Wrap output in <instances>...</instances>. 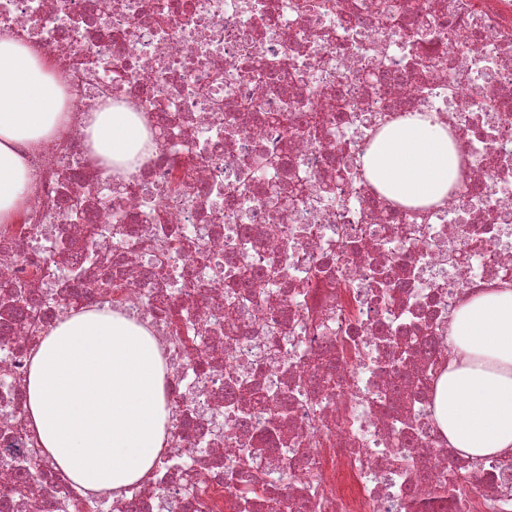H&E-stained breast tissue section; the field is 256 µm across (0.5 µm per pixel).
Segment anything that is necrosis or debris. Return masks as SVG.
<instances>
[{"label": "necrosis or debris", "mask_w": 512, "mask_h": 512, "mask_svg": "<svg viewBox=\"0 0 512 512\" xmlns=\"http://www.w3.org/2000/svg\"><path fill=\"white\" fill-rule=\"evenodd\" d=\"M71 123L0 226V512H512V453L453 454L432 414L473 295L512 284V0H0ZM494 110H487V102ZM138 113L135 170L84 118ZM412 112L461 156L407 207L360 159ZM137 312L168 448L104 501L36 459L34 325Z\"/></svg>", "instance_id": "4bbe7bcc"}]
</instances>
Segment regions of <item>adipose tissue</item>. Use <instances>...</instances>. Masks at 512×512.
<instances>
[{"instance_id":"1","label":"adipose tissue","mask_w":512,"mask_h":512,"mask_svg":"<svg viewBox=\"0 0 512 512\" xmlns=\"http://www.w3.org/2000/svg\"><path fill=\"white\" fill-rule=\"evenodd\" d=\"M65 85L44 51L0 36V223L29 197V155L71 114ZM107 165L133 163L150 143L131 112L104 109L86 122ZM369 181L409 206L441 201L459 176L447 132L413 115L381 132L361 159ZM457 357L437 383L434 418L448 445L473 458L512 450V288H491L456 311ZM28 427L75 483L117 496L142 482L167 446L169 413L155 342L128 315L77 308L43 331L25 380Z\"/></svg>"}]
</instances>
